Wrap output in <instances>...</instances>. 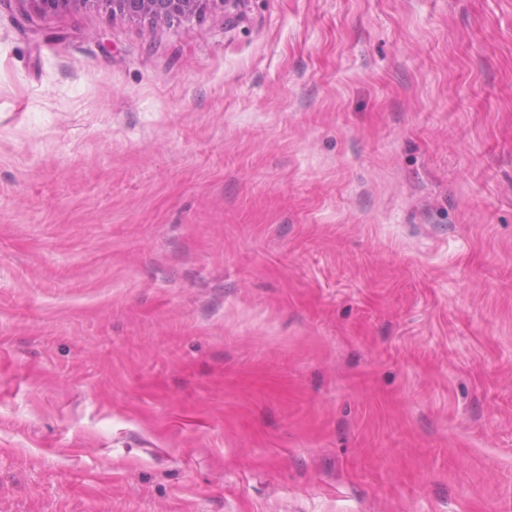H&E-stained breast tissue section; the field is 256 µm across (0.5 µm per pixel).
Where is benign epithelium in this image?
<instances>
[{"label":"benign epithelium","instance_id":"7a95c632","mask_svg":"<svg viewBox=\"0 0 512 512\" xmlns=\"http://www.w3.org/2000/svg\"><path fill=\"white\" fill-rule=\"evenodd\" d=\"M44 15H53L72 4H95L127 18L149 17L166 22L180 21L196 11L201 0H33Z\"/></svg>","mask_w":512,"mask_h":512}]
</instances>
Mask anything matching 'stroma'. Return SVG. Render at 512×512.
<instances>
[{
  "label": "stroma",
  "instance_id": "stroma-1",
  "mask_svg": "<svg viewBox=\"0 0 512 512\" xmlns=\"http://www.w3.org/2000/svg\"><path fill=\"white\" fill-rule=\"evenodd\" d=\"M0 512H512V0H0ZM44 15H53L71 4H95L109 10L112 16L149 17L166 22L180 21L196 11L201 0H30Z\"/></svg>",
  "mask_w": 512,
  "mask_h": 512
}]
</instances>
